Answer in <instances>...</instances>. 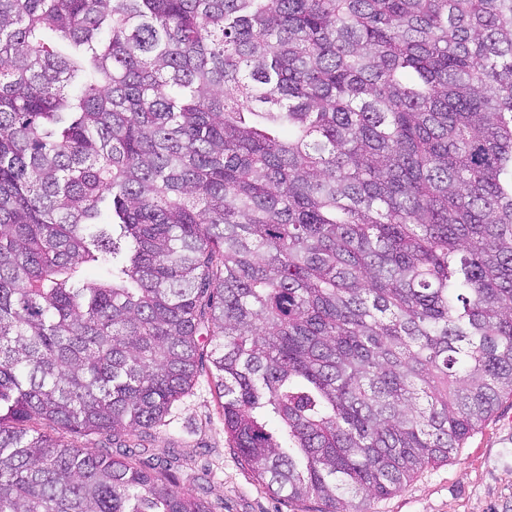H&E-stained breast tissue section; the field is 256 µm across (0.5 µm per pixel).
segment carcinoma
I'll list each match as a JSON object with an SVG mask.
<instances>
[{"instance_id": "obj_1", "label": "carcinoma", "mask_w": 512, "mask_h": 512, "mask_svg": "<svg viewBox=\"0 0 512 512\" xmlns=\"http://www.w3.org/2000/svg\"><path fill=\"white\" fill-rule=\"evenodd\" d=\"M205 334L319 512L512 397V0H0V512H212L65 437L165 425Z\"/></svg>"}]
</instances>
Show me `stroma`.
Returning a JSON list of instances; mask_svg holds the SVG:
<instances>
[{
    "instance_id": "stroma-1",
    "label": "stroma",
    "mask_w": 512,
    "mask_h": 512,
    "mask_svg": "<svg viewBox=\"0 0 512 512\" xmlns=\"http://www.w3.org/2000/svg\"><path fill=\"white\" fill-rule=\"evenodd\" d=\"M145 454L157 476L199 496L213 512H316L314 500L271 496L229 448L214 384L201 374L153 431ZM370 512H512V398L441 463Z\"/></svg>"
}]
</instances>
